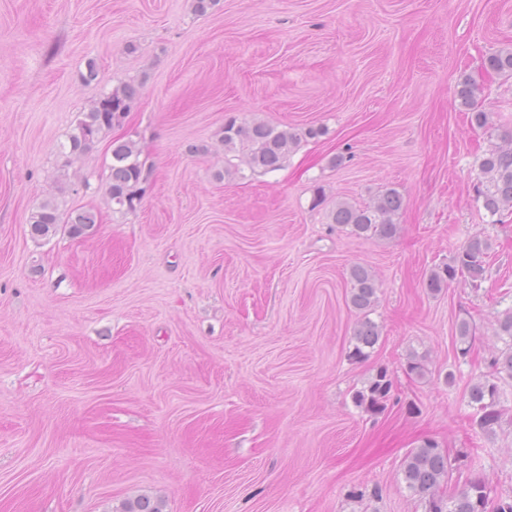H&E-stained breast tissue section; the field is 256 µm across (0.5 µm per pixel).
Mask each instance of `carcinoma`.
<instances>
[{
  "instance_id": "carcinoma-1",
  "label": "carcinoma",
  "mask_w": 512,
  "mask_h": 512,
  "mask_svg": "<svg viewBox=\"0 0 512 512\" xmlns=\"http://www.w3.org/2000/svg\"><path fill=\"white\" fill-rule=\"evenodd\" d=\"M484 68L495 74L512 76V48L488 55ZM477 93L478 86L468 77L457 85L456 97L460 105L471 112V122L482 128L488 124L489 113L479 108ZM139 95L140 85L124 82L94 100L69 137V155L87 152L101 133L122 125ZM321 133L320 128H309L300 134L264 121L239 123L237 119L229 118L218 137L224 147V169L217 171L215 177L222 180L241 174L239 166L231 162L235 157L240 158L253 174L275 172L283 166L302 138H315ZM479 168L485 180V188L478 191L482 207L492 216L505 211L512 213V146L483 156ZM152 174L153 164L141 157L135 141H112V165L106 191L118 210L129 212L136 209L150 186ZM402 207L400 192L387 188L368 205L336 203L330 220L349 229L357 237L390 239L398 231L395 217ZM98 223L97 213L90 209H77L64 217L50 201L41 202L29 217L31 234L37 237L48 235L60 224L70 225L71 234L80 236ZM490 250L488 239L479 235L471 237L450 263L431 272L425 288L436 294L459 276L468 279L472 287H481L489 267ZM349 282V303L359 312L360 319L353 331L348 358L353 362H363L369 359L381 337L379 325L370 318L378 303V284L372 271L360 263L350 267ZM458 336L463 345L462 355L470 354L475 332L465 319L458 325ZM496 336L503 347L491 356L484 378L469 391L476 424L485 433L494 432L501 420L499 382L512 380V309L499 317ZM406 373L417 379L424 378L427 374L425 357L415 351L410 352ZM394 390L392 373L387 367L379 366L361 388L353 391L351 399L356 407L376 416L385 412ZM401 474L406 487L424 502L425 512H487L484 495L466 485H451L450 457L435 441L424 440L411 449L404 458ZM162 507V501L141 496L125 501L117 512H163Z\"/></svg>"
}]
</instances>
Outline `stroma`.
Returning <instances> with one entry per match:
<instances>
[{"label":"stroma","mask_w":512,"mask_h":512,"mask_svg":"<svg viewBox=\"0 0 512 512\" xmlns=\"http://www.w3.org/2000/svg\"><path fill=\"white\" fill-rule=\"evenodd\" d=\"M509 48L512 0H218L203 15L193 0H0V512L141 495L163 512H424L401 464L427 438L468 453L453 483L512 496V380L495 434L468 398L512 308V215L493 223L476 202L481 158L512 133V78L483 61ZM466 77L487 127L455 97ZM129 80L141 96L123 124L61 154ZM229 116L325 133L279 171L219 181ZM124 136L154 166L133 212L106 194ZM386 188L404 199L395 237L331 223L337 201ZM45 200L100 222L32 236ZM476 234L492 244L481 287L429 293ZM356 263L382 330L362 363ZM413 350L425 379L405 373ZM380 365L395 391L373 417L351 393ZM349 303L360 314L352 336L348 358L353 362L369 359L381 337V329L369 316L378 303V284L372 271L356 263L349 270Z\"/></svg>","instance_id":"stroma-1"}]
</instances>
